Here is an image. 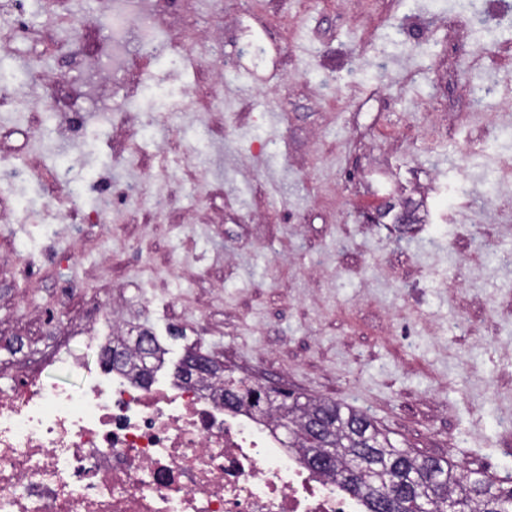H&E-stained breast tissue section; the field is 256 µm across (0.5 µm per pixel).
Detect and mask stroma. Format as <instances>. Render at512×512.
Here are the masks:
<instances>
[{
  "label": "stroma",
  "mask_w": 512,
  "mask_h": 512,
  "mask_svg": "<svg viewBox=\"0 0 512 512\" xmlns=\"http://www.w3.org/2000/svg\"><path fill=\"white\" fill-rule=\"evenodd\" d=\"M505 0H172L163 21L197 59L131 50L111 111L149 123L142 156L85 99L84 124L31 137L0 106V152L66 166L111 230L0 222V256L38 253L27 279L0 271V364L20 362L108 298L124 328L300 399L366 414L397 445L506 480L512 475V19ZM15 0H0V84L46 93L81 81L94 29L65 48L43 33L49 0H24L30 39L11 50ZM499 19L484 46L479 19ZM171 195L152 214L116 184ZM411 221L397 223L402 211ZM48 320L23 297L53 305Z\"/></svg>",
  "instance_id": "stroma-1"
}]
</instances>
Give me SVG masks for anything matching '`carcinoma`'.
I'll return each mask as SVG.
<instances>
[{
	"label": "carcinoma",
	"instance_id": "obj_1",
	"mask_svg": "<svg viewBox=\"0 0 512 512\" xmlns=\"http://www.w3.org/2000/svg\"><path fill=\"white\" fill-rule=\"evenodd\" d=\"M112 350L117 352L112 364L128 367L140 378L145 376L139 364L131 362L133 352L123 337H115ZM208 383L220 386L230 406L241 403L243 390L263 415L278 419L281 412L288 411L289 447L299 449L313 468L336 477L347 491L362 498L368 512H417L425 498L431 512H443L446 496L456 500L460 512H512V487L504 488L482 472L464 473L448 460L420 457L401 448L352 408L325 400L280 402L231 372L214 376ZM315 417L324 425L319 436L309 428ZM319 456L327 463L314 464ZM392 487L399 489L401 496L388 497Z\"/></svg>",
	"mask_w": 512,
	"mask_h": 512
}]
</instances>
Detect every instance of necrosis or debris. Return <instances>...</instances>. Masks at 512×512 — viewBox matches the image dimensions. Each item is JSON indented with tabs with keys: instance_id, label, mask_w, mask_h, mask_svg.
Masks as SVG:
<instances>
[{
	"instance_id": "1",
	"label": "necrosis or debris",
	"mask_w": 512,
	"mask_h": 512,
	"mask_svg": "<svg viewBox=\"0 0 512 512\" xmlns=\"http://www.w3.org/2000/svg\"><path fill=\"white\" fill-rule=\"evenodd\" d=\"M156 17L149 0H115L96 21L110 42L90 60L91 77L125 69L132 29L180 53ZM117 327L103 302L72 337L102 352ZM70 339L0 371V512H367L304 464L273 419L226 407L202 384L144 385L108 362L89 386L45 384L47 365L82 372Z\"/></svg>"
}]
</instances>
